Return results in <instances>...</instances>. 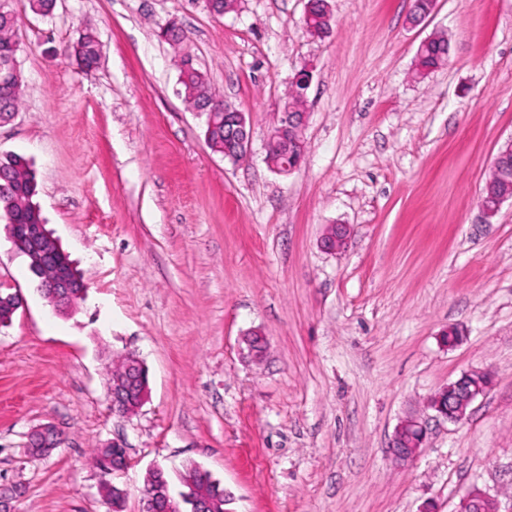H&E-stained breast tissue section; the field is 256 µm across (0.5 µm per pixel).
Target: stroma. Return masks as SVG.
<instances>
[{
    "label": "stroma",
    "instance_id": "35a3bbf8",
    "mask_svg": "<svg viewBox=\"0 0 512 512\" xmlns=\"http://www.w3.org/2000/svg\"><path fill=\"white\" fill-rule=\"evenodd\" d=\"M335 26L302 29L306 0H15L22 105L0 121V156L29 160L48 229L87 297L56 312L0 223V288L22 308L0 326V492L10 512H108L92 449L117 441L112 475L141 512L149 468L193 463L228 512H455L476 488L512 512V204L479 202L512 137V0H329ZM177 21L174 49L159 36ZM102 46L80 70L67 48L85 26ZM448 38L420 81V42ZM254 127L250 155L211 152L204 118L177 95L179 52ZM310 70L305 164L270 170L264 137L293 78ZM349 225L347 247L320 238ZM462 331L449 345L450 327ZM258 329L267 349L240 354ZM132 352L148 397L113 415L112 368ZM469 370L494 378L458 423L426 400ZM419 414L412 465L388 447ZM61 443L30 457L28 434Z\"/></svg>",
    "mask_w": 512,
    "mask_h": 512
}]
</instances>
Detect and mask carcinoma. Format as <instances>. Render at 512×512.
I'll return each mask as SVG.
<instances>
[{
    "label": "carcinoma",
    "mask_w": 512,
    "mask_h": 512,
    "mask_svg": "<svg viewBox=\"0 0 512 512\" xmlns=\"http://www.w3.org/2000/svg\"><path fill=\"white\" fill-rule=\"evenodd\" d=\"M324 0H308L309 15L303 19V28L311 36L324 38L333 31V19L325 18ZM159 36L172 46L183 43L186 32L176 21H169L160 29ZM20 49L18 17L13 7V0H0V65L14 61L13 73L10 80L0 78V117L19 111L22 89L25 84V74L18 59ZM76 54L75 61L87 68L99 61V45L97 35L91 28L80 34L72 47ZM448 48L439 39H433L424 44L416 56L414 73L422 75L426 69H433L444 61ZM180 94L183 100L192 108L221 100L222 96L212 88L207 76L193 64V60L184 56L180 59ZM209 133V147L221 152L224 148V111L216 108L215 126L205 128ZM37 195L35 174L28 162L19 155H9L0 158V219L15 224H37L43 220L40 209L34 202ZM17 252L27 260L29 270L38 282L39 290H44L50 278V269L39 264L30 255V246L23 243L17 245ZM15 314V299L12 293L0 289V325L12 321ZM122 448H96L92 452L93 465L107 476L112 469V463L122 460ZM180 485L191 496L207 499L211 502L214 512H226L228 499L224 489L217 480L205 470L195 465L185 467L179 476ZM149 492L160 500L174 495L167 474L147 477ZM100 491L105 501L112 507V512H123L125 495L112 486V482L104 480Z\"/></svg>",
    "instance_id": "1"
}]
</instances>
